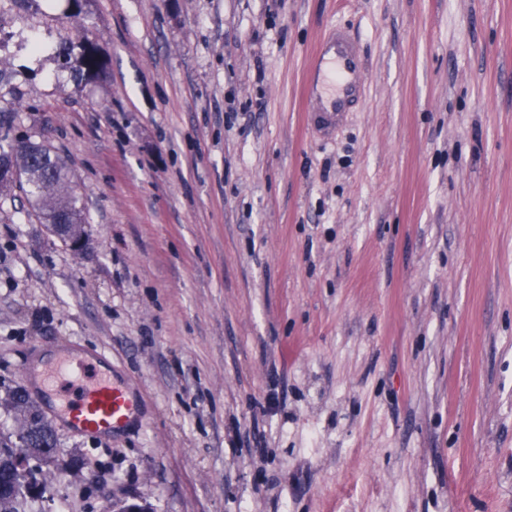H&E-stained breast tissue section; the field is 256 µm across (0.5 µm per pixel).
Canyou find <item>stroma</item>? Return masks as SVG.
<instances>
[{
  "mask_svg": "<svg viewBox=\"0 0 512 512\" xmlns=\"http://www.w3.org/2000/svg\"><path fill=\"white\" fill-rule=\"evenodd\" d=\"M64 7L0 12L9 133L89 217L76 250L0 197V397L102 353L134 415L56 427L51 512H512V0ZM336 27L365 88L322 144ZM80 28L106 70L79 90ZM362 58L345 31L336 27L318 41L310 61L308 121L322 142L332 140L364 90Z\"/></svg>",
  "mask_w": 512,
  "mask_h": 512,
  "instance_id": "stroma-1",
  "label": "stroma"
}]
</instances>
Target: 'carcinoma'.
<instances>
[{
  "label": "carcinoma",
  "instance_id": "obj_1",
  "mask_svg": "<svg viewBox=\"0 0 512 512\" xmlns=\"http://www.w3.org/2000/svg\"><path fill=\"white\" fill-rule=\"evenodd\" d=\"M60 66L71 72L80 85L100 78L105 63L96 45L84 36L59 46ZM0 162L14 171L11 180L0 182V193L19 189L26 200L28 216L48 225L50 231L66 241L74 234L85 235L88 215L82 197L77 193L73 175L67 163L43 142L31 138L0 139ZM4 405L14 415L17 432L29 436L30 448L23 463L15 462L14 445L0 443V487L9 488L0 494V512H29L26 509L33 491H42L53 478L51 470L32 466L31 461L50 463L55 442L50 423L21 389L7 394Z\"/></svg>",
  "mask_w": 512,
  "mask_h": 512
}]
</instances>
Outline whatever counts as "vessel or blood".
Masks as SVG:
<instances>
[{
	"instance_id": "obj_1",
	"label": "vessel or blood",
	"mask_w": 512,
	"mask_h": 512,
	"mask_svg": "<svg viewBox=\"0 0 512 512\" xmlns=\"http://www.w3.org/2000/svg\"><path fill=\"white\" fill-rule=\"evenodd\" d=\"M364 90L363 63L355 43L342 28L331 29L318 41L310 61L308 121L321 141L332 140ZM97 359L58 360L57 373L79 370L84 383L70 384L73 394L65 407L50 403L53 420L71 429L111 435L126 420L133 404L125 389L100 372Z\"/></svg>"
}]
</instances>
